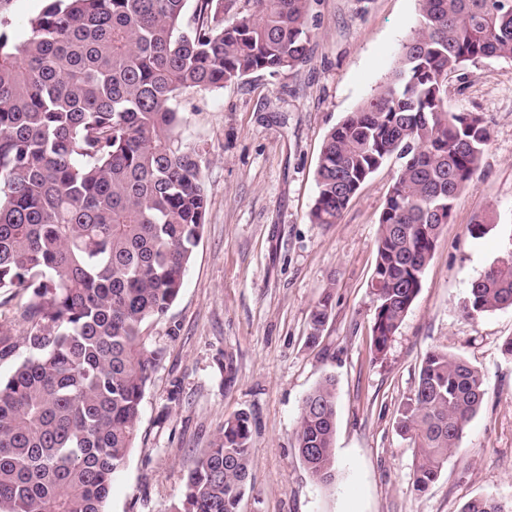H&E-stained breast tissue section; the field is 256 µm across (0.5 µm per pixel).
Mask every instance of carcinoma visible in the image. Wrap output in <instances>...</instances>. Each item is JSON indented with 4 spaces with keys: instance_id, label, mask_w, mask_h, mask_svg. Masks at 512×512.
Returning <instances> with one entry per match:
<instances>
[{
    "instance_id": "cac0c4a2",
    "label": "carcinoma",
    "mask_w": 512,
    "mask_h": 512,
    "mask_svg": "<svg viewBox=\"0 0 512 512\" xmlns=\"http://www.w3.org/2000/svg\"><path fill=\"white\" fill-rule=\"evenodd\" d=\"M45 0L16 33L0 10V512H105L138 436L147 384L165 353L149 322L177 299L201 237L207 194L174 102L254 72L307 62L308 0ZM512 59V0H419L411 36L377 90L328 133L313 224H334L387 160L401 161L378 224L372 348L384 355L420 289L454 201L490 139L483 118L448 111L466 63ZM512 307V259L471 282L470 317ZM331 313L310 317L316 343ZM485 396L482 374L433 350L399 421L414 440L417 489L440 475ZM336 383L304 398L297 451L335 478ZM240 411L188 473L174 512H239L250 477ZM461 512H505L492 496Z\"/></svg>"
}]
</instances>
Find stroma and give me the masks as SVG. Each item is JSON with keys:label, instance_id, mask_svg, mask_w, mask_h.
<instances>
[{"label": "stroma", "instance_id": "35a3bbf8", "mask_svg": "<svg viewBox=\"0 0 512 512\" xmlns=\"http://www.w3.org/2000/svg\"><path fill=\"white\" fill-rule=\"evenodd\" d=\"M418 13V0H311L306 63L178 97L184 142L203 167L205 224L176 301L147 328L148 344L166 357L145 390L107 512H171L188 472L240 411L252 422V480L240 512H460L485 494L512 506V356L503 350L512 308L463 313L471 281L512 251V60L469 62L448 80L449 110L481 115L490 140L383 356L371 349V282L399 161L376 171L337 223L310 221L327 134L388 77ZM486 214L492 229L471 237L468 225ZM327 290L332 312L312 345L310 315ZM432 350L476 367L486 395L420 492L417 451L399 420ZM228 356L229 377L220 368ZM328 376L336 380V477L325 486L300 462L296 438L303 398Z\"/></svg>", "mask_w": 512, "mask_h": 512}]
</instances>
